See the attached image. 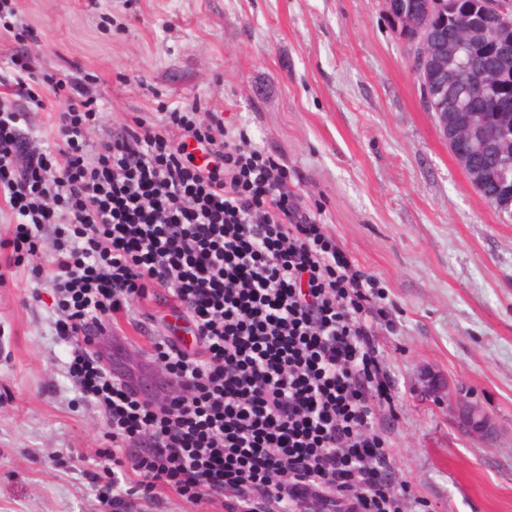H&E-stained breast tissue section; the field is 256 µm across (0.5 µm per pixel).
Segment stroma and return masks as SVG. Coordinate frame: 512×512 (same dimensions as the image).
<instances>
[{
	"instance_id": "1",
	"label": "stroma",
	"mask_w": 512,
	"mask_h": 512,
	"mask_svg": "<svg viewBox=\"0 0 512 512\" xmlns=\"http://www.w3.org/2000/svg\"><path fill=\"white\" fill-rule=\"evenodd\" d=\"M34 73L84 83L100 123L198 103L277 150L291 188L363 271L386 287L394 330L379 341L397 385L379 414L396 490L410 512H512V223L467 181L427 111L384 0H16ZM48 253L0 285V512H107L97 499L112 440L79 404L55 334ZM163 306L118 317L114 368L139 371L163 336ZM440 381L437 402L418 396ZM482 405L489 437L466 434L459 396ZM123 512H225L166 492Z\"/></svg>"
}]
</instances>
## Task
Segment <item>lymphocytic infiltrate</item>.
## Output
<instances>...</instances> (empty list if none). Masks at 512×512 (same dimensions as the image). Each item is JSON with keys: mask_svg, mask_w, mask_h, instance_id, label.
<instances>
[{"mask_svg": "<svg viewBox=\"0 0 512 512\" xmlns=\"http://www.w3.org/2000/svg\"><path fill=\"white\" fill-rule=\"evenodd\" d=\"M0 100V200L16 218L0 247L36 254L43 225L54 329L68 373L112 438L100 503L126 496L222 503L226 512H405L372 427L397 396L378 328L383 285L356 269L302 206L272 150L197 105L132 116L93 138L97 97L32 80L12 59ZM54 135L31 147V112ZM165 294L171 321L150 362L158 399L89 350L131 302Z\"/></svg>", "mask_w": 512, "mask_h": 512, "instance_id": "lymphocytic-infiltrate-1", "label": "lymphocytic infiltrate"}]
</instances>
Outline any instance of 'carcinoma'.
Here are the masks:
<instances>
[{"label": "carcinoma", "instance_id": "cac0c4a2", "mask_svg": "<svg viewBox=\"0 0 512 512\" xmlns=\"http://www.w3.org/2000/svg\"><path fill=\"white\" fill-rule=\"evenodd\" d=\"M396 7L417 10L418 32L406 33L411 53L417 54L420 42L449 47L465 46V64L448 66L442 97L443 111L468 117L486 112L492 122L512 128V52L501 51L504 33L492 23L479 25L473 32L458 21L463 9L481 10L480 0H391ZM503 160L492 148L473 155L472 167L487 168Z\"/></svg>", "mask_w": 512, "mask_h": 512}]
</instances>
